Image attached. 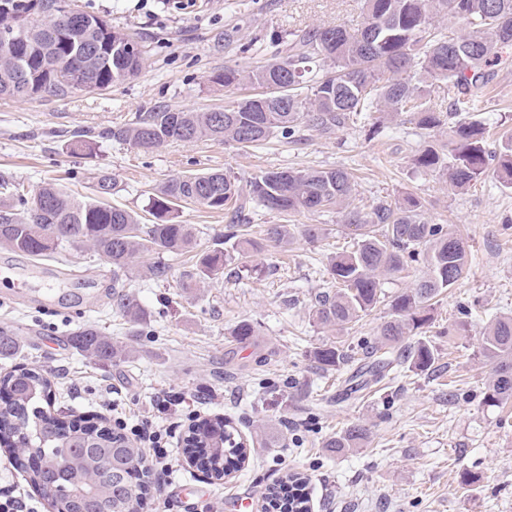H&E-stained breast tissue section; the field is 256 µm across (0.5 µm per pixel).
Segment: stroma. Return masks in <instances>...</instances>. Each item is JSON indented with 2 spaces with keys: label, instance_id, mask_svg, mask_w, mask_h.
Masks as SVG:
<instances>
[{
  "label": "stroma",
  "instance_id": "35a3bbf8",
  "mask_svg": "<svg viewBox=\"0 0 512 512\" xmlns=\"http://www.w3.org/2000/svg\"><path fill=\"white\" fill-rule=\"evenodd\" d=\"M80 4L141 45L142 67L105 91L0 99V181L23 186L30 197L47 183L90 197L105 173L115 184L112 205L143 214L150 224L151 195L178 176L222 171L245 182L281 168L341 167L357 183L351 207L415 197L429 221L458 228L471 266L435 307L426 332L439 353L433 371L401 367L352 393L348 369H318L314 348L332 339L359 355L374 345L389 300L411 287L423 265L385 278V303L358 322L341 330L322 326L312 310L328 288L329 260L352 250L357 236L333 210L287 216L257 207L250 219L254 237H263L267 225L287 223L299 230L320 225L322 235L311 242L299 234L285 250L267 244L239 260L238 273L188 293L182 283L194 255L223 241L226 223L223 212L188 206L178 219L195 229L192 254L149 250L134 268L116 271L88 249L66 246L53 260L69 274L54 285L62 313L0 302V331L21 341L13 360H0V372L15 365L49 371L56 413L100 417L110 427L118 413L144 416L156 397L180 394L179 411L163 417L175 441L172 472L163 481L150 476L143 512H154L178 487L208 491L214 512H265V487L291 472L305 478L311 512H512V419L486 403L493 368L480 355L487 323L512 312V190L488 175L449 193L442 179L414 166L429 136L403 115L383 122L369 112L331 135L307 129L301 141L276 137L245 150L202 139L144 153L105 136L161 107L203 112L254 94L251 86L228 92L212 77L227 67L261 65L289 31L357 27L363 0H194L184 10L175 0ZM483 108L488 127H512V66L490 83ZM85 130L101 134L94 151H72L71 135ZM158 264L167 267L166 277L152 275ZM109 283L144 310L142 323H130L117 308L104 290ZM85 297V316L69 318L66 307ZM244 321L254 336H232ZM88 328L132 349V356L103 363L79 353L71 340ZM216 419L247 441L248 460L230 462L228 477L210 481L190 463L186 438L194 422ZM358 422L371 431L367 446L330 452L327 440ZM264 424L275 431L274 447L255 442ZM465 469L479 477L467 492L459 488ZM13 490L38 512H50L13 452L0 447V494Z\"/></svg>",
  "mask_w": 512,
  "mask_h": 512
}]
</instances>
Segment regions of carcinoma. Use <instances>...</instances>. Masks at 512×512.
Segmentation results:
<instances>
[{
    "label": "carcinoma",
    "instance_id": "1",
    "mask_svg": "<svg viewBox=\"0 0 512 512\" xmlns=\"http://www.w3.org/2000/svg\"><path fill=\"white\" fill-rule=\"evenodd\" d=\"M81 18L64 20L70 7ZM446 17L452 27L434 24ZM0 18L13 27L0 31V98L35 96L65 98L83 90L104 91L130 79L132 53L124 33L109 20L81 9L77 0H0ZM512 63V0H364L363 22L356 28L339 24L297 29L277 44L271 58L252 70L225 68L212 82L231 88L259 85L267 92L244 97L222 109L177 113L160 109L132 126L108 130L106 136L133 143L144 152L170 141L220 139L241 148L261 145L276 136L297 137L306 128L325 135L355 123L365 112L404 114L429 132L446 130L448 139L425 146L413 164L437 174L448 190H463L488 172L512 189V134L502 136L496 150L488 148L487 126L473 117L482 111L483 92L498 67ZM448 88L449 110L436 111L430 88ZM112 177L100 174L96 198L73 197L54 184L43 186L32 200L19 187L0 183V248L35 260L54 257L64 245L87 248L112 264L130 269L149 249L168 253L193 248L194 228L176 221L183 204L225 211L230 222L224 243L203 252L195 273L183 288L224 276L240 252L259 253L263 242L248 237L250 208L270 212L336 210L358 232L357 248L330 260L332 289L316 298L313 315L327 327L343 328L383 302L381 278L396 277L424 263V275L390 302V318L378 341L366 352L368 361L350 377L358 391L368 378L378 382L402 364L427 372L438 360L437 349L421 336L433 322L437 298L456 287L470 268L466 246L446 224H431L414 198L394 204L380 201L367 211L349 209L356 191L344 168L265 171L242 185L219 172L189 174L167 181L148 204L155 221L143 224L132 211L113 206ZM59 225L69 234H56ZM267 240L288 246L294 232L272 224ZM117 306L137 324L143 312L122 296ZM416 337L413 343L406 342ZM76 349L99 362L128 354L108 337L82 330L73 337ZM20 344L0 332V357L12 358ZM480 354L494 365L487 388L492 406L512 401V315L486 328ZM329 369L345 365L351 354L337 341L312 352ZM12 397L0 403V440L36 457L42 465L29 471L30 484L48 495L49 483L79 488L85 500L50 499L53 512H140L149 482L132 479L143 468L142 452L120 432L103 437L98 430L65 423L50 410L52 383L37 368L22 367L0 376ZM194 447L205 448L211 477H224V452L247 453L234 433L202 425L192 431ZM368 429L354 424L330 438L326 447L341 453L360 448ZM302 481L291 477L268 489L267 497L288 499L289 512H308L299 493Z\"/></svg>",
    "mask_w": 512,
    "mask_h": 512
}]
</instances>
